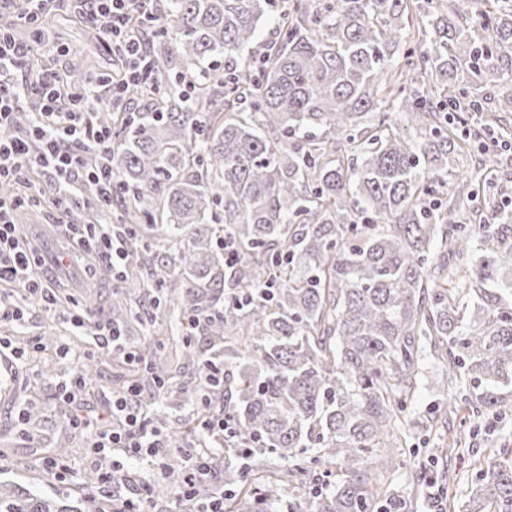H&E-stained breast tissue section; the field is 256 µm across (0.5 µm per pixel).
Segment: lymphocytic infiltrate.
Masks as SVG:
<instances>
[{
  "instance_id": "1",
  "label": "lymphocytic infiltrate",
  "mask_w": 512,
  "mask_h": 512,
  "mask_svg": "<svg viewBox=\"0 0 512 512\" xmlns=\"http://www.w3.org/2000/svg\"><path fill=\"white\" fill-rule=\"evenodd\" d=\"M153 0H85L90 16L100 22L101 32L112 42L113 53L126 63L124 78L107 82L92 77V95L73 99L56 88L54 75L44 73L34 82L35 112L25 135H17L13 116L24 106L17 93L18 77L26 67L30 47L17 43L11 32L0 28V182L21 181L34 170L43 172L57 185L82 182L86 199L100 210H108L116 178L107 162L112 131L97 120L100 104L117 111L125 104L128 85L158 84L146 36L130 32L129 16L151 7ZM40 194L27 199L0 198V282L23 283L27 296L13 300L0 293V322H19L28 301L53 302V285L39 263L36 252L20 241L14 213L22 204L38 205ZM77 245L96 254L102 262L119 269L126 255V236L118 225H69ZM169 437L150 429L133 396L122 395L112 402V428L97 439L94 448L107 463L99 470L98 491L109 496L112 484L123 476L129 459L155 464Z\"/></svg>"
}]
</instances>
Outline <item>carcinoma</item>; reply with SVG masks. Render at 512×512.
Listing matches in <instances>:
<instances>
[{"label":"carcinoma","instance_id":"cac0c4a2","mask_svg":"<svg viewBox=\"0 0 512 512\" xmlns=\"http://www.w3.org/2000/svg\"><path fill=\"white\" fill-rule=\"evenodd\" d=\"M278 2L165 0L147 21L165 87L98 114L134 230L110 318L142 329L130 383L155 427L175 388L160 316L198 368L164 474L186 481L183 448L202 444L224 449L228 479L195 493L224 492V512H410L385 482L425 359L477 417L512 397V211L474 209L500 157L444 201L448 165L489 130L471 114L512 112V0ZM276 12L277 41L255 51ZM64 82L86 89L82 50ZM220 409L234 432L204 434ZM273 457L287 502L279 480L245 487ZM409 478L424 497L436 476ZM95 484L73 498L0 481V512H103ZM465 512H512V462L479 475Z\"/></svg>","mask_w":512,"mask_h":512}]
</instances>
